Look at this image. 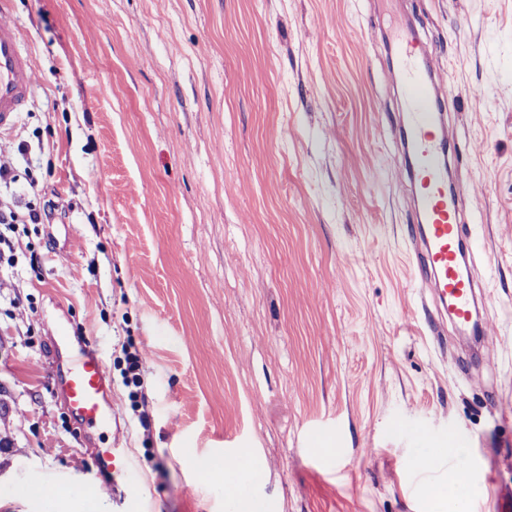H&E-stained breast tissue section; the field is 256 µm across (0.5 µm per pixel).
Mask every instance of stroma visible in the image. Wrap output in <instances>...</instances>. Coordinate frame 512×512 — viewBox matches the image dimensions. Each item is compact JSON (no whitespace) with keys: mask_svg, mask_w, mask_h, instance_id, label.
Segmentation results:
<instances>
[{"mask_svg":"<svg viewBox=\"0 0 512 512\" xmlns=\"http://www.w3.org/2000/svg\"><path fill=\"white\" fill-rule=\"evenodd\" d=\"M0 21L34 77L0 133V204L50 213L7 231L0 262V512H43L19 494L35 477L105 488L103 512H229L189 448L254 449L264 512H496L490 489H512V0H0ZM403 22L435 56L470 186L484 346L448 319L432 331L412 283L389 62ZM61 334L107 367L104 426H79L51 381ZM452 436L467 458L422 473L420 449ZM462 465L461 497L430 509L426 487Z\"/></svg>","mask_w":512,"mask_h":512,"instance_id":"obj_1","label":"stroma"}]
</instances>
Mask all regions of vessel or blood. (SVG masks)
<instances>
[{"label":"vessel or blood","mask_w":512,"mask_h":512,"mask_svg":"<svg viewBox=\"0 0 512 512\" xmlns=\"http://www.w3.org/2000/svg\"><path fill=\"white\" fill-rule=\"evenodd\" d=\"M415 36L399 41L392 71L406 114L404 135L413 156L412 178L423 247L415 254V284L430 292L435 310L428 318L439 326L451 318L468 334L489 338L490 328L479 311L482 286L469 227L457 207L468 194L464 183L449 182L444 166L447 133L438 118L440 99L430 58ZM33 89V74L18 30L0 23V131L15 126ZM55 383L71 417L93 426L110 415V381L101 358L88 346L68 349Z\"/></svg>","instance_id":"vessel-or-blood-1"}]
</instances>
